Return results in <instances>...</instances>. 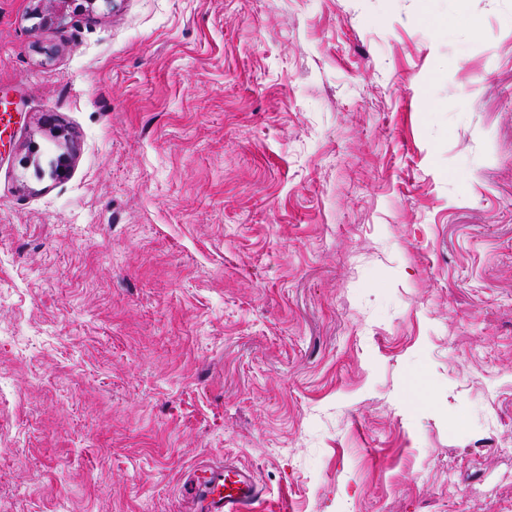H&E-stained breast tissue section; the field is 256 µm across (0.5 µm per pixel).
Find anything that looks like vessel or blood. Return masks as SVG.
<instances>
[{
	"instance_id": "obj_1",
	"label": "vessel or blood",
	"mask_w": 512,
	"mask_h": 512,
	"mask_svg": "<svg viewBox=\"0 0 512 512\" xmlns=\"http://www.w3.org/2000/svg\"><path fill=\"white\" fill-rule=\"evenodd\" d=\"M186 495L194 512H253L262 490L251 471L229 462L195 470Z\"/></svg>"
}]
</instances>
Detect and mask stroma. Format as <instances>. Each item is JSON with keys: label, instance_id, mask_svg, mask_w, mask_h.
Returning a JSON list of instances; mask_svg holds the SVG:
<instances>
[{"label": "stroma", "instance_id": "35a3bbf8", "mask_svg": "<svg viewBox=\"0 0 512 512\" xmlns=\"http://www.w3.org/2000/svg\"><path fill=\"white\" fill-rule=\"evenodd\" d=\"M1 91L0 512H512V0H0ZM186 495L195 511L252 512L262 490L251 471L229 462L224 468L195 470Z\"/></svg>", "mask_w": 512, "mask_h": 512}]
</instances>
